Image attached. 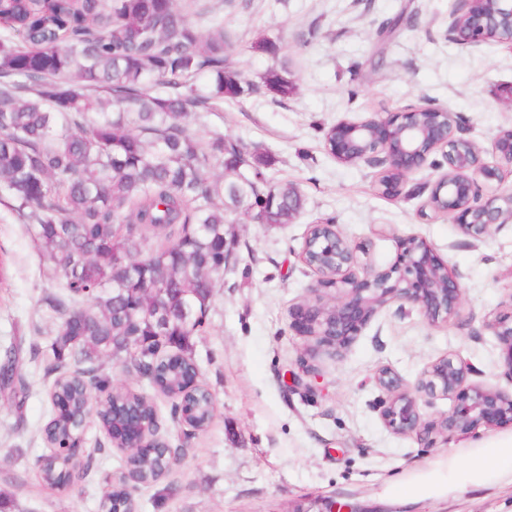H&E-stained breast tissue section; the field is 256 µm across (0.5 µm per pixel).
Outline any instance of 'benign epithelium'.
I'll return each instance as SVG.
<instances>
[{
  "label": "benign epithelium",
  "instance_id": "7a95c632",
  "mask_svg": "<svg viewBox=\"0 0 512 512\" xmlns=\"http://www.w3.org/2000/svg\"><path fill=\"white\" fill-rule=\"evenodd\" d=\"M448 35L461 44L495 42L512 51V0H457L450 15ZM461 118L445 108L427 104L409 106L374 118L342 119L331 126L329 150L341 163L383 167L388 179L381 193L395 197L402 193L406 176L429 164L441 154L447 168L432 184L425 207L436 214L450 215L461 233L481 241L493 227L512 223V194L488 191L502 179L505 167L512 168V129L502 130L482 150L458 135ZM492 156L488 162L484 154ZM336 246L325 250L327 241L307 232L300 252L303 264L316 276L312 291L336 290V303L328 308L307 307L297 311L294 326L303 336H315L318 343L341 349L348 346L377 308L391 300L408 302L432 322H448L458 316L462 304L460 282L449 265L438 259L422 239L401 240L398 256L385 269L364 267L356 272L359 255L366 246L354 243L329 224ZM505 353L506 373L512 377V315L498 316L488 324ZM468 363L461 357H444L425 370L412 384L389 367L375 373L376 384L388 394L381 417L397 434L426 435L434 432L448 437L464 436L479 427L512 424V394L467 381ZM452 401L451 409L424 427L423 407L437 395ZM161 438L157 423H143L125 432L127 447L150 452Z\"/></svg>",
  "mask_w": 512,
  "mask_h": 512
}]
</instances>
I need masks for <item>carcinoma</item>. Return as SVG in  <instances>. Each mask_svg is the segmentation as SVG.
<instances>
[{
    "instance_id": "1",
    "label": "carcinoma",
    "mask_w": 512,
    "mask_h": 512,
    "mask_svg": "<svg viewBox=\"0 0 512 512\" xmlns=\"http://www.w3.org/2000/svg\"><path fill=\"white\" fill-rule=\"evenodd\" d=\"M203 0H0V198L13 203L42 255L65 279L42 302L56 315L43 372L57 407L38 456L44 489L64 492L93 467L69 451L87 413L104 428L142 422L147 398L114 383L110 364L155 371L176 398L197 369L202 335L224 276V225L244 214L288 224L304 208L297 188L266 175L264 151L187 127L192 112L293 85L271 68L257 82L228 65L235 42ZM0 384L28 389L12 352ZM186 418L207 428L214 409L190 401ZM182 454L125 455L107 474L100 512L132 506Z\"/></svg>"
}]
</instances>
